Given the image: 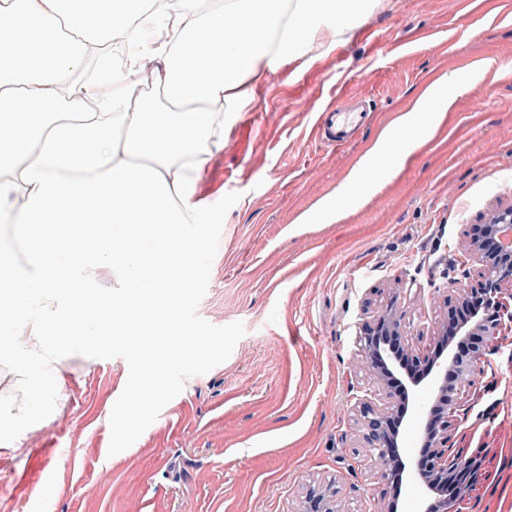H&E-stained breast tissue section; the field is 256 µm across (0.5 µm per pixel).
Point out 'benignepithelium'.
<instances>
[{
    "mask_svg": "<svg viewBox=\"0 0 512 512\" xmlns=\"http://www.w3.org/2000/svg\"><path fill=\"white\" fill-rule=\"evenodd\" d=\"M483 234L471 240L469 261L477 266L472 285L454 283L450 300L455 310L466 304L479 308L478 314L457 324L456 335L471 341L467 354L459 356L454 339L448 336V323L439 328L442 348L436 356L413 355L425 366L420 376H408L402 403L388 391L386 378L393 374L394 357L385 348V337L403 332L401 316L388 308L378 315L376 326L360 337L370 384L385 394L380 407L358 400L354 403L367 456L381 469V476L420 502L433 494L448 479L476 473L479 462L448 445V419L457 415L462 389L476 385L479 365L487 352L504 336L512 335V306L504 302L503 287L512 283V243L504 236L512 233V205L490 210L484 220ZM454 380L448 381V372ZM404 415L414 439L428 449L424 456L400 446V430L390 427L392 413ZM337 481H315L310 485L299 512H339Z\"/></svg>",
    "mask_w": 512,
    "mask_h": 512,
    "instance_id": "obj_1",
    "label": "benign epithelium"
}]
</instances>
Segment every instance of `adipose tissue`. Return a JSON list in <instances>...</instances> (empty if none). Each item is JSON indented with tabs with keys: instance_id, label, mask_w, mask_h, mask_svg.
Instances as JSON below:
<instances>
[{
	"instance_id": "1",
	"label": "adipose tissue",
	"mask_w": 512,
	"mask_h": 512,
	"mask_svg": "<svg viewBox=\"0 0 512 512\" xmlns=\"http://www.w3.org/2000/svg\"><path fill=\"white\" fill-rule=\"evenodd\" d=\"M372 0H0V223L25 243L0 246V367L24 397L0 403L10 424L0 455L59 411L74 351L99 354L127 338L139 387L112 400L124 428L165 392L153 349L130 330L178 328L200 245L195 176L251 103V88L310 46L344 41ZM122 42L128 65H112ZM98 77L86 79L87 66ZM150 68L167 95L156 109L134 95ZM451 72L401 119L402 162L465 87ZM92 101L93 113L69 109ZM64 226L51 235L48 225ZM148 238L151 252L135 247ZM69 273L52 280L57 259ZM164 265L162 278L149 268ZM109 267L119 287L103 292L90 273ZM30 323L27 357L13 356L15 328Z\"/></svg>"
}]
</instances>
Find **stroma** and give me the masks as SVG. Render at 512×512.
Returning a JSON list of instances; mask_svg holds the SVG:
<instances>
[{"label":"stroma","instance_id":"1","mask_svg":"<svg viewBox=\"0 0 512 512\" xmlns=\"http://www.w3.org/2000/svg\"><path fill=\"white\" fill-rule=\"evenodd\" d=\"M448 70L470 82L443 123L395 176L360 168ZM344 88L370 99L373 118L336 151L315 129ZM354 177L366 185L357 203L304 223ZM195 196L208 213L180 334L156 339L186 355L159 364L167 395L117 430L107 404L131 385L124 346L74 360L60 413L22 455L0 456V512H29L44 472L47 512H297L320 479L338 481L340 512H411L363 448L355 400L383 399L358 324L393 305L402 347L433 353L460 253L483 215L512 204V0H378L344 43L255 87ZM461 402L450 442L483 462L461 512H512V338Z\"/></svg>","mask_w":512,"mask_h":512}]
</instances>
